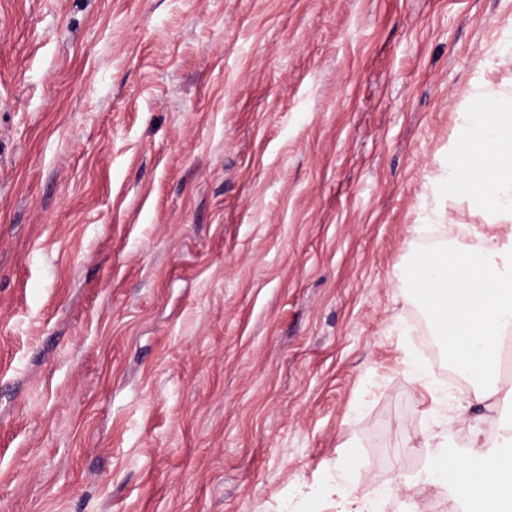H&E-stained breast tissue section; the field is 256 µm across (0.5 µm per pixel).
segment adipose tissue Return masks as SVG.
<instances>
[{"label":"adipose tissue","instance_id":"obj_1","mask_svg":"<svg viewBox=\"0 0 512 512\" xmlns=\"http://www.w3.org/2000/svg\"><path fill=\"white\" fill-rule=\"evenodd\" d=\"M478 106L458 115V138L479 145L475 154L451 151L430 183L438 222L446 206L466 203L486 228L480 245L436 252L415 265L398 266L437 320L436 339L449 365L478 401L512 404V382L499 373L512 342V91H476ZM436 414L423 445L427 462L412 486L446 494L449 512H512V419L497 424L488 442L470 429L468 451L448 440V397L436 393Z\"/></svg>","mask_w":512,"mask_h":512}]
</instances>
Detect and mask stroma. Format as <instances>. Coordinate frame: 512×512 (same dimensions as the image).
<instances>
[{
    "label": "stroma",
    "mask_w": 512,
    "mask_h": 512,
    "mask_svg": "<svg viewBox=\"0 0 512 512\" xmlns=\"http://www.w3.org/2000/svg\"><path fill=\"white\" fill-rule=\"evenodd\" d=\"M512 0H0V512H380L434 324L394 269ZM343 474L336 476V481L325 487V494L328 497L336 496V506L340 511L337 512H377L376 504L370 499H359L354 492V485L348 477L345 476L346 469H340Z\"/></svg>",
    "instance_id": "obj_1"
}]
</instances>
